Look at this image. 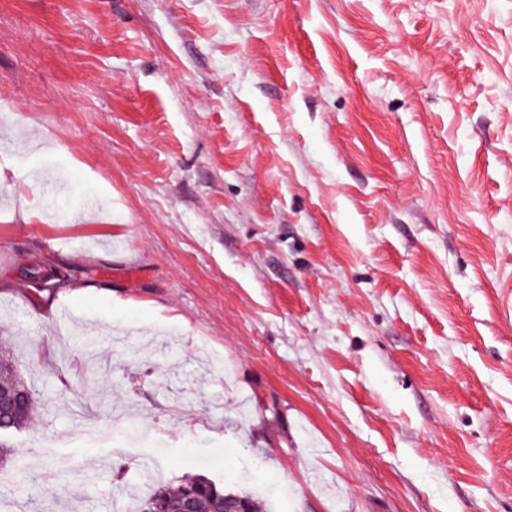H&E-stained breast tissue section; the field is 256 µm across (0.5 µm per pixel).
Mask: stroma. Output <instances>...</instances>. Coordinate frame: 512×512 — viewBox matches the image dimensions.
<instances>
[{
	"instance_id": "1",
	"label": "stroma",
	"mask_w": 512,
	"mask_h": 512,
	"mask_svg": "<svg viewBox=\"0 0 512 512\" xmlns=\"http://www.w3.org/2000/svg\"><path fill=\"white\" fill-rule=\"evenodd\" d=\"M0 341L15 512H512V0H0ZM27 390L30 394L28 401L20 405L13 404L12 399L18 390ZM33 411V398L30 390L21 378L17 377L13 368L0 362V421L3 418L8 429H0V467L8 464L12 450L11 446L2 439V434L19 431L30 421ZM187 497L194 499L199 512H225V508L241 505L247 507V512H259L261 506L247 493L229 491L204 475H194L181 480L174 489L153 487L140 500L138 512H173Z\"/></svg>"
}]
</instances>
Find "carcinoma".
Returning a JSON list of instances; mask_svg holds the SVG:
<instances>
[{
    "label": "carcinoma",
    "mask_w": 512,
    "mask_h": 512,
    "mask_svg": "<svg viewBox=\"0 0 512 512\" xmlns=\"http://www.w3.org/2000/svg\"><path fill=\"white\" fill-rule=\"evenodd\" d=\"M32 287L38 291L57 287L59 275L52 269L35 268L30 273ZM26 389L21 378L11 366L0 363V419L8 431H19L30 421L33 398L17 405L12 399L19 390ZM190 497L199 512H224L226 508L247 507L248 512H259L260 504L244 492L227 490L223 485L204 475H194L181 480L174 489L154 487L140 500L139 512H172L183 499Z\"/></svg>",
    "instance_id": "cac0c4a2"
}]
</instances>
